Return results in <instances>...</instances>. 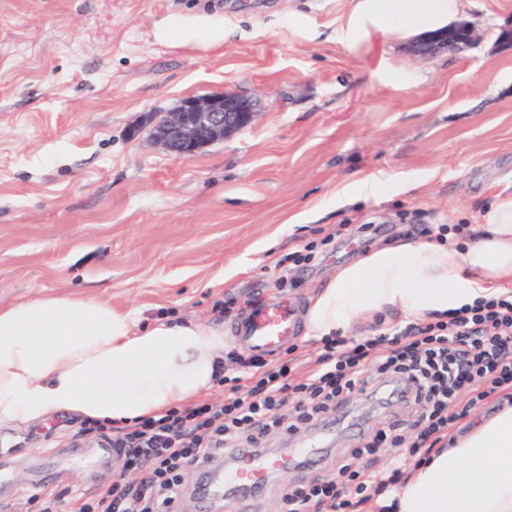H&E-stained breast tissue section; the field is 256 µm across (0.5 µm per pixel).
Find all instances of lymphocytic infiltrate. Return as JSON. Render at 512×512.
Returning a JSON list of instances; mask_svg holds the SVG:
<instances>
[{
	"mask_svg": "<svg viewBox=\"0 0 512 512\" xmlns=\"http://www.w3.org/2000/svg\"><path fill=\"white\" fill-rule=\"evenodd\" d=\"M226 354L237 375L220 380L221 402H203L149 417L111 433L123 469L98 494L76 493L73 512H179L184 474L230 452L239 441L259 447L272 431L293 432L327 421L344 399L367 390L373 372L397 403L417 407L415 433L397 426L364 437L321 483L286 488L282 512H363L372 498L392 495L408 471L427 462L448 430L478 402L512 391V292L449 311L433 321L378 327L370 336L325 338L308 370L297 357ZM385 453L381 467L354 469L353 459Z\"/></svg>",
	"mask_w": 512,
	"mask_h": 512,
	"instance_id": "f902f5d3",
	"label": "lymphocytic infiltrate"
}]
</instances>
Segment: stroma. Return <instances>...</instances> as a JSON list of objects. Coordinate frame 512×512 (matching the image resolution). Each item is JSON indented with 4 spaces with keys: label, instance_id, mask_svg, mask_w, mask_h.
I'll list each match as a JSON object with an SVG mask.
<instances>
[{
    "label": "stroma",
    "instance_id": "35a3bbf8",
    "mask_svg": "<svg viewBox=\"0 0 512 512\" xmlns=\"http://www.w3.org/2000/svg\"><path fill=\"white\" fill-rule=\"evenodd\" d=\"M357 0H0V304L85 292L135 313L232 329L253 304L288 299L304 315L313 292L377 244L421 227L477 223L512 193V0H468L471 49L430 57L411 39L365 27L338 38ZM197 27L231 22L223 44L160 38L168 18ZM235 91L256 99V120L197 154L150 145L152 117L188 96ZM413 175L422 186L382 200L337 198L366 178ZM301 223L289 226L291 217ZM324 259L302 262L308 249ZM286 260L288 272L277 263ZM233 298L228 314L216 301ZM414 408L349 398L334 425L269 434L285 450L321 442V462L276 473L264 492L222 500L188 470L183 512H280L292 483L324 479L360 428ZM71 414L1 428L16 475L40 460L44 486L0 497V512H30L51 494L65 512L91 472Z\"/></svg>",
    "mask_w": 512,
    "mask_h": 512
}]
</instances>
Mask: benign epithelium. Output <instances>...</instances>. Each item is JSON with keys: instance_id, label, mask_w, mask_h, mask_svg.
Returning a JSON list of instances; mask_svg holds the SVG:
<instances>
[{"instance_id": "obj_1", "label": "benign epithelium", "mask_w": 512, "mask_h": 512, "mask_svg": "<svg viewBox=\"0 0 512 512\" xmlns=\"http://www.w3.org/2000/svg\"><path fill=\"white\" fill-rule=\"evenodd\" d=\"M477 40L473 26L458 23L424 34L413 43L412 50L428 55L441 48H468ZM255 114L251 101L236 92L189 96L174 110L153 119L146 128V136L171 156L180 158L196 154L245 128Z\"/></svg>"}]
</instances>
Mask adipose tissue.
<instances>
[{
	"label": "adipose tissue",
	"instance_id": "adipose-tissue-1",
	"mask_svg": "<svg viewBox=\"0 0 512 512\" xmlns=\"http://www.w3.org/2000/svg\"><path fill=\"white\" fill-rule=\"evenodd\" d=\"M377 30L436 28L463 0H363ZM512 287V195L443 242L380 245L337 267L311 296L308 338L345 335L361 320H426ZM220 325L158 319L78 293L0 305V427L60 413L119 427L180 407L218 384ZM388 512H512V404L475 420L387 500Z\"/></svg>",
	"mask_w": 512,
	"mask_h": 512
}]
</instances>
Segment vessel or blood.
<instances>
[{
  "label": "vessel or blood",
  "instance_id": "obj_1",
  "mask_svg": "<svg viewBox=\"0 0 512 512\" xmlns=\"http://www.w3.org/2000/svg\"><path fill=\"white\" fill-rule=\"evenodd\" d=\"M297 319L287 300L254 305L234 327L235 343L255 355L278 353L297 338ZM234 466L226 472L216 466L204 471L213 493H222L225 483L246 491L261 489L267 478L288 464L284 455H261L244 446L236 449Z\"/></svg>",
  "mask_w": 512,
  "mask_h": 512
}]
</instances>
